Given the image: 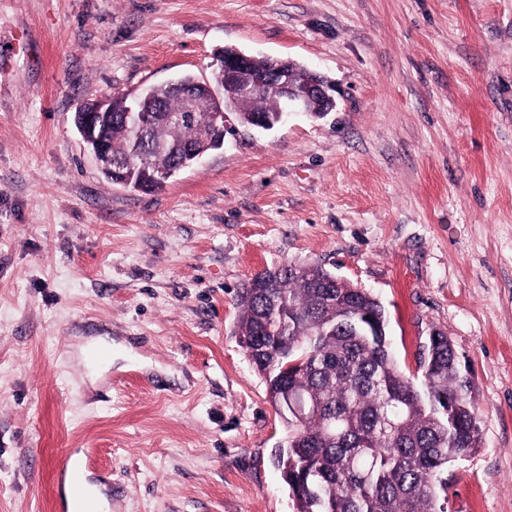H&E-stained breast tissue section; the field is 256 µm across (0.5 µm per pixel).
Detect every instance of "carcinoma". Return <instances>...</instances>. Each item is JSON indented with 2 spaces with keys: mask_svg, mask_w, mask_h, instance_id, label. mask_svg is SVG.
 <instances>
[{
  "mask_svg": "<svg viewBox=\"0 0 512 512\" xmlns=\"http://www.w3.org/2000/svg\"><path fill=\"white\" fill-rule=\"evenodd\" d=\"M147 128L122 119L126 96L106 101L95 129L112 158L131 162L129 186L161 189L200 146V127L224 115V102L203 97L193 124H160L158 111L179 112L172 93L146 92L138 100ZM273 95L240 103L232 113L248 127L259 111L276 117ZM271 286L245 283L237 295L234 334L250 342L248 355L267 383L270 402L284 411L287 436L274 457L295 512H447L448 463L481 447L472 381L443 333L429 337L423 382L398 367L383 306L370 293L321 266L270 275ZM373 313L382 335L367 336L357 322ZM306 354L303 367L283 369L279 354ZM303 399L301 415L288 402Z\"/></svg>",
  "mask_w": 512,
  "mask_h": 512,
  "instance_id": "obj_1",
  "label": "carcinoma"
}]
</instances>
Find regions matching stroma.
I'll use <instances>...</instances> for the list:
<instances>
[{
	"mask_svg": "<svg viewBox=\"0 0 512 512\" xmlns=\"http://www.w3.org/2000/svg\"><path fill=\"white\" fill-rule=\"evenodd\" d=\"M227 46L323 73L335 111L238 128L160 191L107 181L80 105ZM288 264L372 294L413 380L448 336L482 435L448 512H512V0H0V512H59L65 448L104 512H294L233 334Z\"/></svg>",
	"mask_w": 512,
	"mask_h": 512,
	"instance_id": "stroma-1",
	"label": "stroma"
}]
</instances>
